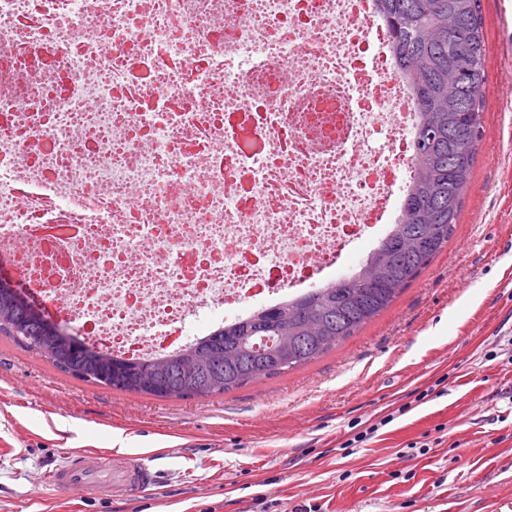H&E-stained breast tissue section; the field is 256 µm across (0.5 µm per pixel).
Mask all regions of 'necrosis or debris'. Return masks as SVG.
<instances>
[{
	"label": "necrosis or debris",
	"instance_id": "necrosis-or-debris-1",
	"mask_svg": "<svg viewBox=\"0 0 512 512\" xmlns=\"http://www.w3.org/2000/svg\"><path fill=\"white\" fill-rule=\"evenodd\" d=\"M418 119L376 0H0V255L161 357L377 246Z\"/></svg>",
	"mask_w": 512,
	"mask_h": 512
}]
</instances>
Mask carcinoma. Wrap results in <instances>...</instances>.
Instances as JSON below:
<instances>
[{"instance_id":"obj_1","label":"carcinoma","mask_w":512,"mask_h":512,"mask_svg":"<svg viewBox=\"0 0 512 512\" xmlns=\"http://www.w3.org/2000/svg\"><path fill=\"white\" fill-rule=\"evenodd\" d=\"M394 35L398 71L420 121L403 210L360 267L330 284L262 307L150 360H121L49 333L5 288L0 331L61 371L160 398L223 394L321 356L385 310L447 245L483 137L484 43L479 0H377ZM288 330V346L278 340Z\"/></svg>"}]
</instances>
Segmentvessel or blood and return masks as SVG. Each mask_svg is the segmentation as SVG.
<instances>
[{
  "label": "vessel or blood",
  "mask_w": 512,
  "mask_h": 512,
  "mask_svg": "<svg viewBox=\"0 0 512 512\" xmlns=\"http://www.w3.org/2000/svg\"><path fill=\"white\" fill-rule=\"evenodd\" d=\"M58 490L89 495L136 497L154 485L156 474L138 453L102 455L80 451L68 454L51 475Z\"/></svg>",
  "instance_id": "obj_1"
}]
</instances>
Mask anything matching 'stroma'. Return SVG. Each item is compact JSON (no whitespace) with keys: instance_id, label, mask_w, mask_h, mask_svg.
I'll return each mask as SVG.
<instances>
[{"instance_id":"35a3bbf8","label":"stroma","mask_w":512,"mask_h":512,"mask_svg":"<svg viewBox=\"0 0 512 512\" xmlns=\"http://www.w3.org/2000/svg\"><path fill=\"white\" fill-rule=\"evenodd\" d=\"M484 135L453 236L374 319L209 396L86 382L0 332V512H512V0H480ZM380 429L344 450L354 423ZM146 454L136 499L62 493L69 453Z\"/></svg>"}]
</instances>
